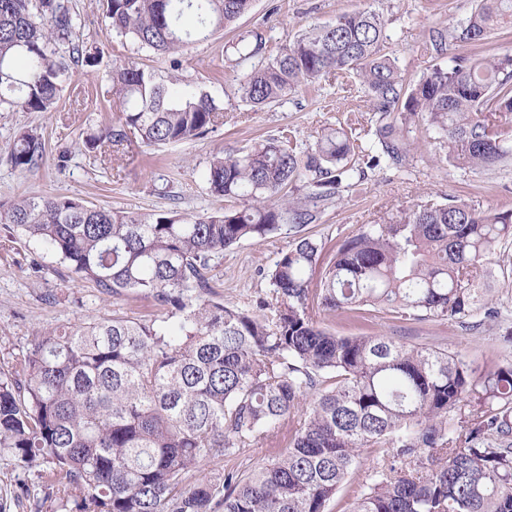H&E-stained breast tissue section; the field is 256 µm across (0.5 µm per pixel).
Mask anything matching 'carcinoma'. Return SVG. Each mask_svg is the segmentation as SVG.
I'll return each instance as SVG.
<instances>
[{
  "label": "carcinoma",
  "instance_id": "carcinoma-1",
  "mask_svg": "<svg viewBox=\"0 0 512 512\" xmlns=\"http://www.w3.org/2000/svg\"><path fill=\"white\" fill-rule=\"evenodd\" d=\"M470 15L433 28L426 45L448 63L417 81L385 50L379 13L359 9L265 56L259 29L226 48L240 100L254 112L321 82L370 102L373 130L329 127L298 151L285 136L204 172L215 212L141 214L65 196L0 206V223L46 246L81 281L112 296L133 290L163 308L145 319L102 316L38 333L0 376V452L49 461L51 487L75 512H327L362 448H385L381 471L349 512H512V364L475 377L458 356L391 336H338L323 315L390 313L496 319L483 286L512 244V210L454 196L366 224L338 247L303 234L340 193L377 169L402 172L412 134L457 168L512 163V55L477 51L512 17V0H475ZM251 0H105L117 34L163 56L165 79L127 60L110 75L118 122L87 134L84 151L122 160L134 135L165 147L225 123L212 93L181 77L186 48L246 13ZM69 0H0V108L52 112L73 66L98 65ZM468 46L469 54L448 53ZM11 163L40 166L33 129L8 144ZM290 224L293 239L267 272L271 298L249 307L216 298L208 274L225 249ZM285 448H279L282 437ZM275 449L246 472L244 448ZM224 462L219 474L206 467ZM195 481H189L190 476Z\"/></svg>",
  "mask_w": 512,
  "mask_h": 512
}]
</instances>
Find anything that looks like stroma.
<instances>
[{"label": "stroma", "mask_w": 512, "mask_h": 512, "mask_svg": "<svg viewBox=\"0 0 512 512\" xmlns=\"http://www.w3.org/2000/svg\"><path fill=\"white\" fill-rule=\"evenodd\" d=\"M82 22L85 41L103 52L95 68H73L54 112H0V204L20 196H66L90 205L138 213L175 211L182 215L223 208L211 196L203 179L210 158L217 153L246 150L254 141L288 130L299 147L313 146L328 126L359 118L369 124L372 113L365 99L350 96L325 84L289 96L260 112L245 106L235 92V71L224 62V46L235 34L253 28L264 30L268 55H276L303 30L330 22L357 9L382 13L386 20V50L403 76L416 80L436 58L425 46L429 29L448 27L465 19L473 0H253L250 10L233 28L191 45L184 54L182 75L215 96L231 121L203 138L167 147L130 146L120 168H104L86 154L82 139L114 121L107 73L117 60L134 59L163 76L164 57L139 47L132 39L116 35L105 21L103 0H71ZM36 129L46 142L44 163L32 170L11 165L6 145L16 132ZM66 162H59L60 152ZM481 201L484 205L512 209V166L495 171L458 169L434 162L431 148L420 144L407 171H375L364 184L343 193L338 206L326 211L320 224L311 226L316 236L340 244L365 224L413 204L448 196ZM295 231L285 224L273 237L245 240L214 259L210 282L219 299L230 304L247 302L272 291L266 269L274 266L293 240ZM493 267V306L508 313V321L489 323L465 332L458 323L400 321L379 315L371 322L338 316L322 323L341 336L384 333L412 344L447 350L462 358L474 374L512 363V247ZM153 299L126 292L100 294L89 282L73 278L54 252L22 238L17 229L0 224V372L11 369L26 353L37 331L65 322H90L120 314L138 318L157 313ZM50 466L26 465L8 453L0 454V512H59L60 501L48 482Z\"/></svg>", "instance_id": "1"}]
</instances>
